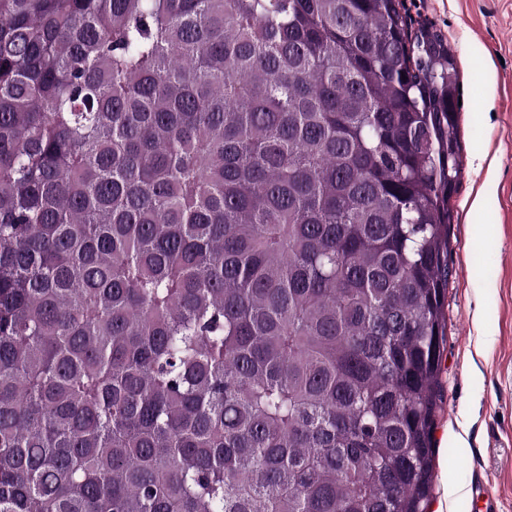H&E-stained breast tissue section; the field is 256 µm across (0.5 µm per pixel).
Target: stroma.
<instances>
[{"instance_id": "35a3bbf8", "label": "stroma", "mask_w": 512, "mask_h": 512, "mask_svg": "<svg viewBox=\"0 0 512 512\" xmlns=\"http://www.w3.org/2000/svg\"><path fill=\"white\" fill-rule=\"evenodd\" d=\"M445 39L460 72L462 171L450 198L447 331L427 512H474L490 483L512 512V0H403Z\"/></svg>"}]
</instances>
